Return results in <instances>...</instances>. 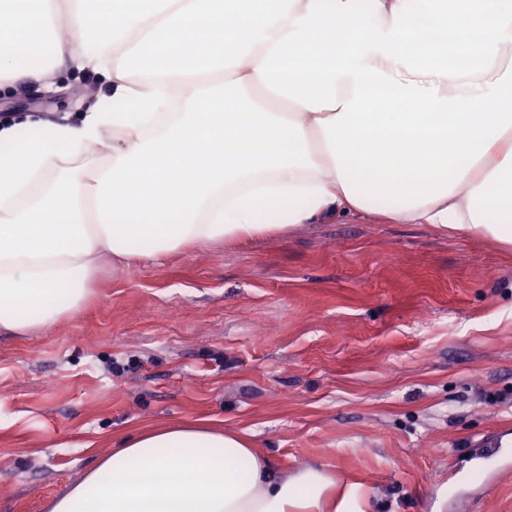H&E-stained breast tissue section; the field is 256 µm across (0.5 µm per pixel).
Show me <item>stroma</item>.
Returning <instances> with one entry per match:
<instances>
[{"instance_id":"35a3bbf8","label":"stroma","mask_w":512,"mask_h":512,"mask_svg":"<svg viewBox=\"0 0 512 512\" xmlns=\"http://www.w3.org/2000/svg\"><path fill=\"white\" fill-rule=\"evenodd\" d=\"M58 85L0 113L59 122L101 93ZM194 419L369 512H512V248L334 221L104 270L51 333L0 332V512H47L121 435Z\"/></svg>"}]
</instances>
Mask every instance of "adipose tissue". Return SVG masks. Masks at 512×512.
<instances>
[{"instance_id":"1","label":"adipose tissue","mask_w":512,"mask_h":512,"mask_svg":"<svg viewBox=\"0 0 512 512\" xmlns=\"http://www.w3.org/2000/svg\"><path fill=\"white\" fill-rule=\"evenodd\" d=\"M90 70L77 123L0 126V331L129 267L379 215L512 247V0H0V94ZM203 421L123 436L48 512H366Z\"/></svg>"}]
</instances>
